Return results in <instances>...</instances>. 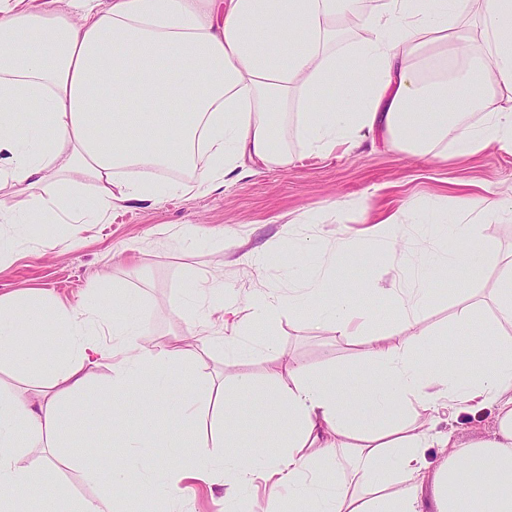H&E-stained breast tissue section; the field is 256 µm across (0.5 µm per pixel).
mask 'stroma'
<instances>
[{"mask_svg": "<svg viewBox=\"0 0 512 512\" xmlns=\"http://www.w3.org/2000/svg\"><path fill=\"white\" fill-rule=\"evenodd\" d=\"M292 164L261 170L225 184L201 196L171 195L159 201L116 205L100 224H37L33 231L51 238L52 250L26 255L0 264V294L42 289L71 301L81 298L90 283L105 291L121 290L125 310L134 312L146 328L143 345L152 347L170 333H184L192 318L180 316L184 288L200 276L219 275L233 289L239 303L256 290L276 286L285 290L303 281L306 271L284 262L256 264L253 249H282L288 242H332L336 236L333 203L344 208L351 231L375 220L378 212L410 205L408 223L419 224L431 215L479 221L478 212L459 214L457 199L487 192L512 196V154L485 150L463 158H417L382 143L362 138L357 146L337 147L329 154H308L296 124L288 126ZM369 198L373 209L362 212L356 204ZM185 224L198 226L195 238H167V231ZM493 259L485 262L480 276L466 285L465 295H445L444 284H435L434 300L420 314L419 326L430 341L448 353L458 352L452 326L466 294L488 291L497 283L501 260L512 254V214L488 223L485 230ZM239 240L225 250L226 238ZM405 246L375 260H350L341 271L337 288H355L367 280L390 283L413 271L402 259ZM270 337L285 355L319 368L335 364L347 375L362 372L356 349L336 338L331 327L315 328L308 311L286 312L275 323L242 332L233 361L222 350H205L166 362L165 370L186 376L194 385L228 378L238 373L264 383L281 374L279 361L258 344ZM270 410L252 398L240 400L234 424L244 439L243 453L255 442L274 452L276 438L268 434ZM110 417L93 422L95 456L102 469L129 455L114 433ZM251 491L226 499L221 487L178 494L176 499L149 498L142 512H248Z\"/></svg>", "mask_w": 512, "mask_h": 512, "instance_id": "35a3bbf8", "label": "stroma"}]
</instances>
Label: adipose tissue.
I'll return each mask as SVG.
<instances>
[{
    "label": "adipose tissue",
    "instance_id": "1",
    "mask_svg": "<svg viewBox=\"0 0 512 512\" xmlns=\"http://www.w3.org/2000/svg\"><path fill=\"white\" fill-rule=\"evenodd\" d=\"M512 0H383L365 13L358 0H70L69 9L0 0V189L29 203L0 210V256L36 224H99L117 202L203 195L226 180L288 166V144L275 116L296 110L309 153L380 133L385 144L420 157L449 143L457 157L512 151ZM479 120H472L474 111ZM186 169L164 182L159 171ZM398 209L351 235L339 224L330 244L289 243L290 265L313 264L303 286L282 295L254 293L239 306L220 277L186 291L181 312L221 324L226 358L240 330L320 301V323L337 337H363L370 372L353 385L335 366L314 370L289 358L262 388L245 375L219 387V433L208 452L187 456L166 476L213 484L231 493L263 481L288 496V512H512V259L489 292L494 321L474 332L469 309L455 322L459 339L491 345L431 366L418 352V317L432 282L456 287L478 276L487 256L483 227L451 221L416 228L413 283L365 282L333 291L360 238L387 244L404 230ZM454 248H447V241ZM386 302L390 330L367 336L372 302ZM98 284L84 300L49 293L0 295V368L19 367L24 384L0 382V512H20L40 485L48 512H118L116 493L155 495L139 464L160 448H178L201 412V397L172 374L157 378L148 401L170 407L163 430L120 422L136 457L109 472L93 464L86 422L96 369L108 364L113 389L143 368L180 355L177 346L146 347L135 315L115 316ZM270 401L268 423L278 452L239 454L233 427L239 398ZM491 437L460 443L443 419L484 409ZM80 438L90 476L102 490L68 497L47 479L50 459L23 462L29 442L59 449ZM439 449L440 466L427 452ZM339 470L331 478L329 469Z\"/></svg>",
    "mask_w": 512,
    "mask_h": 512
}]
</instances>
